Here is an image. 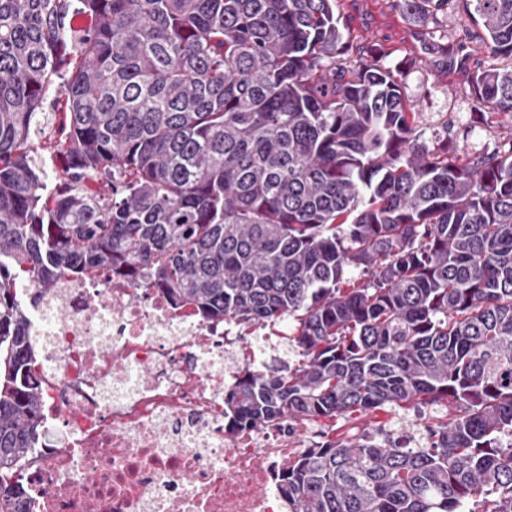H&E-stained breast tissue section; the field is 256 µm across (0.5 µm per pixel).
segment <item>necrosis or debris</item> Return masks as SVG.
<instances>
[{
    "mask_svg": "<svg viewBox=\"0 0 512 512\" xmlns=\"http://www.w3.org/2000/svg\"><path fill=\"white\" fill-rule=\"evenodd\" d=\"M35 311L33 374L62 429L38 436L19 512H288L274 475L292 435L224 429L230 329L101 273L61 279ZM131 366L152 375L128 383Z\"/></svg>",
    "mask_w": 512,
    "mask_h": 512,
    "instance_id": "1",
    "label": "necrosis or debris"
}]
</instances>
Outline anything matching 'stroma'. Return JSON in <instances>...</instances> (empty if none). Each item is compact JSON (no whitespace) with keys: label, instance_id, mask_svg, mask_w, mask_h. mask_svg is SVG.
I'll list each match as a JSON object with an SVG mask.
<instances>
[{"label":"stroma","instance_id":"1","mask_svg":"<svg viewBox=\"0 0 512 512\" xmlns=\"http://www.w3.org/2000/svg\"><path fill=\"white\" fill-rule=\"evenodd\" d=\"M341 11L351 37L379 42L391 51L388 65L402 67L427 142L449 135L478 149L512 139V120L493 114L471 123L475 106L468 75L443 63L442 44L457 41L466 26L462 5H449L426 30L413 27L394 0H341Z\"/></svg>","mask_w":512,"mask_h":512}]
</instances>
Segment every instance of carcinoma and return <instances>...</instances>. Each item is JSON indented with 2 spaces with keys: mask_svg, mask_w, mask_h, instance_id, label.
Returning <instances> with one entry per match:
<instances>
[{
  "mask_svg": "<svg viewBox=\"0 0 512 512\" xmlns=\"http://www.w3.org/2000/svg\"><path fill=\"white\" fill-rule=\"evenodd\" d=\"M449 2L397 5L426 27ZM463 2L505 65L445 62L512 117V0ZM387 56L339 0H0V512L45 408L18 287L99 270L288 322L295 360L238 368L231 430L446 409L303 449L289 512H512V140L427 144ZM34 146L37 150L38 157L41 158L42 164L46 172V183L48 189L51 190L56 185L57 170L60 166V161L55 156L53 148V136L50 133L35 137Z\"/></svg>",
  "mask_w": 512,
  "mask_h": 512,
  "instance_id": "1",
  "label": "carcinoma"
}]
</instances>
